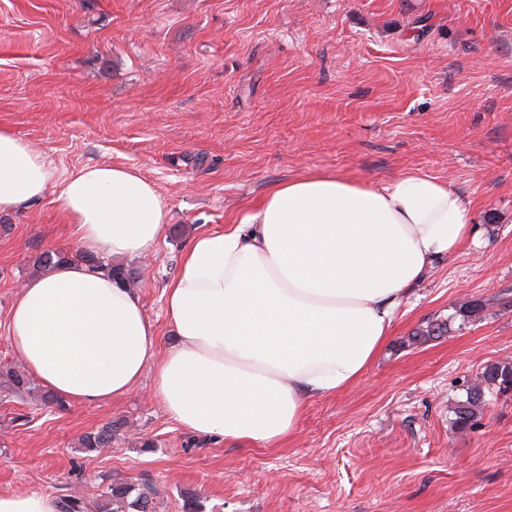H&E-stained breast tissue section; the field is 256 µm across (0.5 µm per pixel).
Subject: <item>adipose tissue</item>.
Segmentation results:
<instances>
[{
	"mask_svg": "<svg viewBox=\"0 0 512 512\" xmlns=\"http://www.w3.org/2000/svg\"><path fill=\"white\" fill-rule=\"evenodd\" d=\"M49 193L82 252L144 260L168 230L165 198L135 169L101 163L62 177L0 128V214ZM475 238L471 205L449 182L302 175L240 223L195 237L165 289L167 348L134 288L77 261L19 287L7 334L62 400L115 401L148 375L186 430L276 446L309 398L358 382L410 289Z\"/></svg>",
	"mask_w": 512,
	"mask_h": 512,
	"instance_id": "obj_1",
	"label": "adipose tissue"
}]
</instances>
